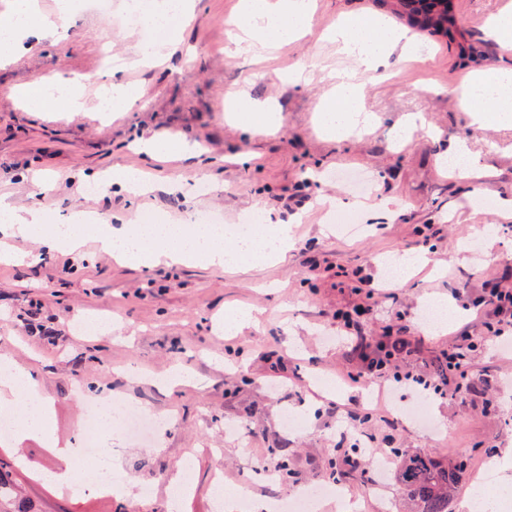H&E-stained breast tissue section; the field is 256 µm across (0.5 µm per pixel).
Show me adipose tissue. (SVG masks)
Listing matches in <instances>:
<instances>
[{"label": "adipose tissue", "mask_w": 512, "mask_h": 512, "mask_svg": "<svg viewBox=\"0 0 512 512\" xmlns=\"http://www.w3.org/2000/svg\"><path fill=\"white\" fill-rule=\"evenodd\" d=\"M312 8L313 0H243L239 25L253 42L294 41L308 33ZM60 28L54 20L35 21L34 0H13L11 8L0 14V44L5 47L0 63L20 44L58 43ZM330 37L339 41L348 55L373 68L399 48L405 35L389 28L382 18L373 17L356 20L331 32ZM13 95L33 109L58 99L73 111L83 107L81 100L70 95L63 84L21 83L14 87ZM452 96L465 110L483 116L488 122L512 125L511 71L491 69L477 73L467 85L453 90ZM363 110L361 85L349 76H337L335 96L320 109V127L327 134H341L362 121ZM0 217L48 249L73 243L79 235L75 224L41 233L40 211L17 209L2 200ZM97 233L108 251L139 265L147 266L160 257L174 255L217 268L238 266L246 256L258 261L282 255L289 237L287 225L280 224L263 236L241 239L227 251L218 245L221 228L213 225L143 224L117 231L104 224ZM0 366L6 370L5 376L0 377V404L9 406L16 397H23L28 432L48 435L47 402L38 381L9 355L0 356Z\"/></svg>", "instance_id": "adipose-tissue-1"}]
</instances>
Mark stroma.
I'll return each mask as SVG.
<instances>
[{"label": "stroma", "mask_w": 512, "mask_h": 512, "mask_svg": "<svg viewBox=\"0 0 512 512\" xmlns=\"http://www.w3.org/2000/svg\"><path fill=\"white\" fill-rule=\"evenodd\" d=\"M506 0H453L456 35L413 33L425 52H393L377 71H358L364 106L376 124L336 139L317 128V110L331 94L333 77L352 63L324 32L353 18L380 15L396 29L381 0H315L310 32L302 39L259 53L233 52L240 0H196L194 11L176 20L178 41L167 61L120 72L138 101L123 112H72L59 103L39 112L14 99L15 84L80 76L86 102H94L109 80L113 56H134L140 28L124 13L123 0L100 6L84 0L70 15L68 37L55 47L18 53L0 69V196L18 207L34 206L60 220L83 211L109 221L139 223L143 214L170 220L216 215L240 223L263 213L272 224L291 227L285 261L220 270L196 262L163 260L144 268L105 252L94 228L75 249L49 251L30 239H11L26 262L0 264V353L10 354L40 383L51 407L57 439L48 444L29 434L0 436V449L20 451L35 469H71L56 445L76 444L86 399L101 393L143 402L173 422L158 440L121 435L102 441L114 463L133 482V494L115 498L70 495L60 485L29 481L43 512H173L164 477L177 476L185 457L194 462L192 494L174 512H214L212 478L227 486L254 485L257 495L277 498L338 472L345 499L361 512H404L399 483L387 477L384 496L370 499L361 472H348L336 449L340 423L356 421L375 448H397L470 463L449 504L473 498L476 478L491 459L512 453V351L490 339L471 360L473 386L463 396H431L429 407L450 436L433 437L400 416L381 393L389 382H349L357 370L362 339L381 336L404 320L417 338L416 355L403 370L431 375L448 339L466 329L482 333L468 290L485 280H512V214L499 202L512 198V126L483 124L448 96L486 68L512 70V52L486 40V21ZM479 56L462 57L461 44ZM192 61H185V51ZM307 78L292 85L288 73ZM249 102H270L279 122L256 133L231 122L224 110L228 89ZM424 115L429 127L404 136L402 125ZM151 137L172 154L159 162L137 152ZM466 141L480 167L459 179L440 155ZM115 167L140 170L148 186L131 197L116 189L89 193L80 173ZM205 169L211 189L186 186L187 174ZM302 190L306 201L290 207ZM338 214L354 212L363 229L339 233L325 199ZM432 225L423 239L418 229ZM427 252V265L405 282L390 281L361 331L346 329L338 309L362 303L338 283V267H362L381 276L387 263ZM255 306L259 327L229 332L218 323L232 308ZM187 368L192 385L163 388L160 379L174 365ZM82 384L83 396L73 392ZM303 416L301 429L288 428L285 414ZM288 445L291 474L272 483L257 481L276 465L274 449Z\"/></svg>", "instance_id": "35a3bbf8"}]
</instances>
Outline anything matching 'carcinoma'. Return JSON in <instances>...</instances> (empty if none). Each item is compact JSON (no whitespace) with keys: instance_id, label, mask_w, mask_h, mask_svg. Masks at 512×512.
<instances>
[{"instance_id":"obj_1","label":"carcinoma","mask_w":512,"mask_h":512,"mask_svg":"<svg viewBox=\"0 0 512 512\" xmlns=\"http://www.w3.org/2000/svg\"><path fill=\"white\" fill-rule=\"evenodd\" d=\"M395 13L407 25L429 35H448L453 19L445 0H396ZM465 470L464 461L453 463L429 455L405 457L397 472L407 499L408 512H448V501ZM30 469L8 453L0 454V512H42L41 505L25 492Z\"/></svg>"}]
</instances>
